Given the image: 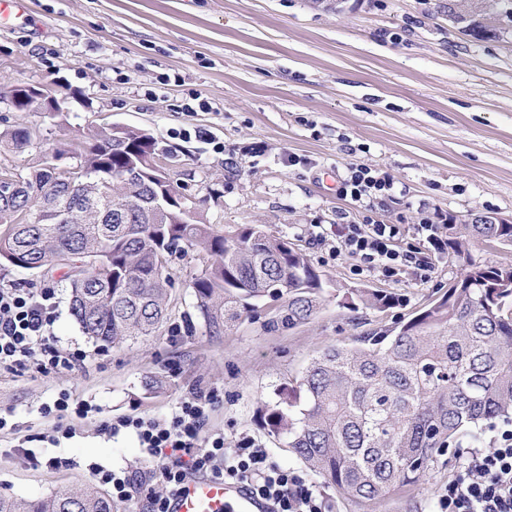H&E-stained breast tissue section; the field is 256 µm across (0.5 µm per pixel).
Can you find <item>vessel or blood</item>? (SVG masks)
<instances>
[{
  "mask_svg": "<svg viewBox=\"0 0 512 512\" xmlns=\"http://www.w3.org/2000/svg\"><path fill=\"white\" fill-rule=\"evenodd\" d=\"M270 501L245 483L211 477L189 479L172 499L170 512H272Z\"/></svg>",
  "mask_w": 512,
  "mask_h": 512,
  "instance_id": "vessel-or-blood-1",
  "label": "vessel or blood"
}]
</instances>
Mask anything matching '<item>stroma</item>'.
<instances>
[{
    "instance_id": "obj_1",
    "label": "stroma",
    "mask_w": 512,
    "mask_h": 512,
    "mask_svg": "<svg viewBox=\"0 0 512 512\" xmlns=\"http://www.w3.org/2000/svg\"><path fill=\"white\" fill-rule=\"evenodd\" d=\"M0 21V85L63 83L64 116L17 112L0 102V127H33L40 148L122 124L148 131L178 191L220 232L253 224L301 249L332 286L319 313L293 329H266L274 309L244 314L218 338L179 332L193 311L188 283L201 267L175 265L170 320L160 335L98 348L69 314L60 275L0 269V287L51 288L52 339L87 351L84 365L40 374L0 370V493L46 496L92 483L91 467L144 468L127 430L102 419L164 418L189 393L217 391L209 422L227 447L249 436L321 493L324 512H361L282 448L256 421V403L298 376L325 347L408 321L445 294L461 268L423 249L428 279L404 268L394 279L356 271L336 237L316 225H401L416 243L421 218L461 224L478 215L512 221V27L476 40L448 17V0H19ZM365 165L388 177L385 195L358 203L337 189ZM371 288L397 307L362 310L354 323L337 288ZM166 386L146 394L149 377ZM92 405L59 443L39 441L41 403L59 390ZM30 445L36 461L21 452ZM67 460L49 467L48 459ZM458 460H439L426 482L377 512H435Z\"/></svg>"
}]
</instances>
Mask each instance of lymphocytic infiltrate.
I'll use <instances>...</instances> for the list:
<instances>
[{"instance_id": "1", "label": "lymphocytic infiltrate", "mask_w": 512, "mask_h": 512, "mask_svg": "<svg viewBox=\"0 0 512 512\" xmlns=\"http://www.w3.org/2000/svg\"><path fill=\"white\" fill-rule=\"evenodd\" d=\"M390 184L362 165L351 167L340 186L341 196L356 202L384 195ZM336 240L348 255L378 267L389 278L406 267L428 278L429 262L414 247H399L401 228L366 220L340 224ZM56 307L51 288H0V369H27L37 373L72 370L81 366L82 350L61 349L50 342ZM218 401L213 392H196L179 402L169 417H123L104 420L103 432L115 435L128 429L135 433L162 492H145L137 472L119 468L94 469L98 483L111 487L113 499L129 502L143 497L146 512H168L189 476L240 481L272 501L275 512H322L318 495L305 479L272 461L255 439L244 437L226 447L224 435L210 431L209 416ZM51 424V441L71 437L73 419L87 417L90 407L72 403L69 393L59 391L39 407ZM439 512H512V429L502 431L491 446L469 449L459 475L449 481L437 502Z\"/></svg>"}]
</instances>
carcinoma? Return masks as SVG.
Returning a JSON list of instances; mask_svg holds the SVG:
<instances>
[{"instance_id":"1","label":"carcinoma","mask_w":512,"mask_h":512,"mask_svg":"<svg viewBox=\"0 0 512 512\" xmlns=\"http://www.w3.org/2000/svg\"><path fill=\"white\" fill-rule=\"evenodd\" d=\"M468 31L497 35L480 15ZM20 112H37L22 90ZM24 127L0 132V148L23 152ZM159 154L149 133L116 138L93 129L83 138L43 151L0 197V265L25 271L69 263L70 314L102 347L154 335L168 320L174 257H206L192 277L196 317L220 336L262 301L278 313L271 329H292L319 311L330 281L300 249L251 225L216 231L185 207L175 189L163 209L148 210L152 185L119 178L133 163ZM70 156L74 170L55 160ZM448 253L463 262L457 284L405 324L373 329L352 343L318 352L292 382L261 402L257 419L296 459L369 512L422 484L451 444L474 442L501 422H512V264L488 266L468 256V245L512 247V224H449ZM398 298L349 288L342 306L383 311ZM0 512H112V498L93 485L48 496L0 494Z\"/></svg>"}]
</instances>
